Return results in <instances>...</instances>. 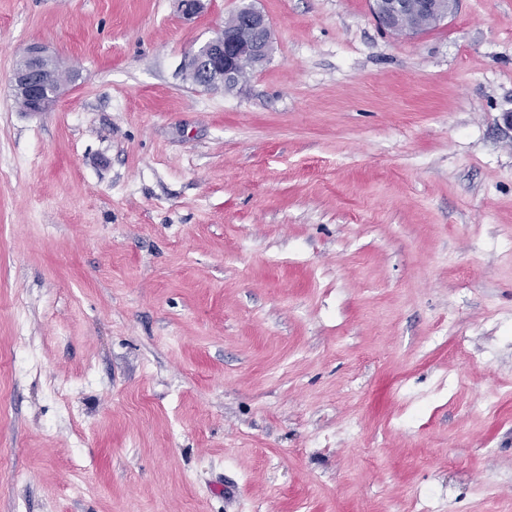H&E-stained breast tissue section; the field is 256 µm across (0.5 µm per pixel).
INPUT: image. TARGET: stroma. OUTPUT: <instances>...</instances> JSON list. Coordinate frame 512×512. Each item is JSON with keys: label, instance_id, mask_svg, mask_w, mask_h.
I'll return each instance as SVG.
<instances>
[{"label": "stroma", "instance_id": "stroma-1", "mask_svg": "<svg viewBox=\"0 0 512 512\" xmlns=\"http://www.w3.org/2000/svg\"><path fill=\"white\" fill-rule=\"evenodd\" d=\"M240 5L0 0V512H512V0ZM373 12L381 27L397 34L414 35L421 32L420 14H431L444 19L453 10L457 0H373ZM235 16L237 30L223 28L215 37L196 48L187 60L193 80L203 88H226L233 84L244 57L256 64L265 61L271 50V26L266 16L252 6H244ZM24 64L17 66L12 76L14 95L27 98V112H45L57 101L62 90L54 83L56 58L38 43L32 44L24 57Z\"/></svg>", "mask_w": 512, "mask_h": 512}]
</instances>
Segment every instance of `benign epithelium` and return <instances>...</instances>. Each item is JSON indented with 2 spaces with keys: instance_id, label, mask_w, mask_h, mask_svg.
<instances>
[{
  "instance_id": "benign-epithelium-1",
  "label": "benign epithelium",
  "mask_w": 512,
  "mask_h": 512,
  "mask_svg": "<svg viewBox=\"0 0 512 512\" xmlns=\"http://www.w3.org/2000/svg\"><path fill=\"white\" fill-rule=\"evenodd\" d=\"M373 12L381 27L391 33H420L418 16L431 14L444 19L457 0H373ZM237 30H221L196 48L187 60L193 80L203 88L227 87L235 82L241 60L265 61L271 50V26L266 16L252 6L236 12ZM56 58L38 43L32 44L24 64L12 76L13 92L27 98L31 112H45L57 101L61 89L54 83Z\"/></svg>"
}]
</instances>
